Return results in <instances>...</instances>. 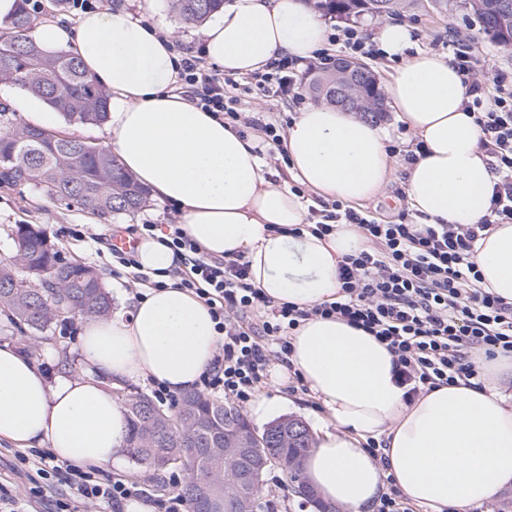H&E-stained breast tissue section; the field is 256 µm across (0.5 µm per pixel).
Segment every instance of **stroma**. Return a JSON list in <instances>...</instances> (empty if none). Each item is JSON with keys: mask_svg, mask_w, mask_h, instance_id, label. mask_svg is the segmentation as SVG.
<instances>
[{"mask_svg": "<svg viewBox=\"0 0 512 512\" xmlns=\"http://www.w3.org/2000/svg\"><path fill=\"white\" fill-rule=\"evenodd\" d=\"M113 4L124 6L140 16L149 26L169 34L183 48L198 51L202 49L201 30L185 24L171 10L167 0H112ZM400 22L412 31L417 46H426L435 52L448 51V41L452 35L461 38H474L480 53L495 56L502 69L512 71V52L503 49L482 32L471 14L457 12L453 15L440 14L430 7L423 6L402 13ZM312 75L299 76L297 85L303 96L302 101L284 96L275 100L262 97L257 90L238 89V108L240 111L264 115L266 121L276 125L288 126L302 105L314 103L315 98L309 90ZM181 215L170 203L152 201L149 207L131 214L115 216L107 222L91 214L80 206H63L49 199L35 187L18 185L5 187L0 185V258L13 255L15 251L13 234L16 225L35 224L41 227L51 243L69 261L78 260L96 268L103 277L106 292L112 299L113 309L130 306L134 300L124 279L112 274V255L99 242L90 238L75 237L74 225L93 229L100 233L109 223L123 226L153 223L167 224L180 222ZM82 317L65 316L53 319L46 330L37 335L20 332L0 316V347L8 346L36 360L40 369L48 376L64 371H75L81 366L79 330ZM267 397L276 399L280 404L278 418H297L308 428H315L324 414L321 404L315 403L311 396L291 392L287 383H268L262 389Z\"/></svg>", "mask_w": 512, "mask_h": 512, "instance_id": "obj_1", "label": "stroma"}]
</instances>
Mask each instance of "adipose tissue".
<instances>
[{"label":"adipose tissue","instance_id":"1","mask_svg":"<svg viewBox=\"0 0 512 512\" xmlns=\"http://www.w3.org/2000/svg\"><path fill=\"white\" fill-rule=\"evenodd\" d=\"M209 62L242 76L288 55L313 58L325 26L306 0H233L204 30ZM48 51L70 47L112 97L108 142L123 168L176 205L187 234L216 257L243 256L255 287L278 303L335 300L342 257L365 238L344 224L319 238L306 229L308 204L265 175L256 142L175 93L168 38L125 7L82 15L74 25L39 26ZM382 51L400 63L385 92L425 149L406 167L411 209L432 224H476L492 193L481 131L464 108L466 86L450 57L415 48L410 29L384 25ZM383 126L328 104L305 107L284 147L291 177L326 200L361 204L393 179ZM485 286L512 302V224L475 244ZM219 336L207 306L176 285L145 291L131 310L87 321L79 336L84 371L48 380L36 362L0 348V440L45 448L58 460L122 467L121 382L151 379L177 395L210 368ZM290 360L326 410L305 462L309 484L330 503L365 512L386 477L408 501L466 512L512 487V357L482 361V388L441 386L407 401L393 356L363 330L337 319L305 321ZM384 437L387 467L368 454Z\"/></svg>","mask_w":512,"mask_h":512}]
</instances>
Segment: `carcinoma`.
<instances>
[{"label":"carcinoma","instance_id":"1","mask_svg":"<svg viewBox=\"0 0 512 512\" xmlns=\"http://www.w3.org/2000/svg\"><path fill=\"white\" fill-rule=\"evenodd\" d=\"M512 0H430L440 13L465 10L478 21L481 30L506 50L512 49V13L506 26L498 23L500 5ZM316 11L327 15L359 19L399 14L406 0H306ZM170 6L186 24L200 26L224 8V0H169ZM0 37V80L17 86L24 94L38 99L69 121L103 124L110 111L108 91L83 69L74 53L45 51L32 38V18L24 6L5 26ZM315 94L330 104L336 103V75L316 80ZM354 103L359 112H384L380 95L364 89ZM39 128L30 124L0 125V183L15 186L33 172L35 187L50 199L72 202L100 216L133 214L150 203V194L137 179L125 172L108 147L79 139L61 142L37 140ZM16 253L0 260V312L20 331H43L52 321V311L63 300L79 302V314L105 318L110 300L100 275L90 266L69 264L47 245L42 230L28 225L15 238ZM34 272L35 287L17 288L19 269ZM129 417L128 453L139 465L151 470L157 479L172 468L188 473L209 470L221 463L219 442L223 434L250 427L239 411L232 418L224 414V402L198 393L184 395L174 416L158 407L146 394L130 393L124 399ZM276 459L251 472V512H260L266 472L306 457L312 448L308 427L296 435L283 434L275 441ZM211 492L224 512H239L235 498L224 495V479H214ZM189 512L200 510L198 488L189 480L178 488Z\"/></svg>","mask_w":512,"mask_h":512}]
</instances>
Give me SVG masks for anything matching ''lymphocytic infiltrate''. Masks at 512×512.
<instances>
[{"label":"lymphocytic infiltrate","mask_w":512,"mask_h":512,"mask_svg":"<svg viewBox=\"0 0 512 512\" xmlns=\"http://www.w3.org/2000/svg\"><path fill=\"white\" fill-rule=\"evenodd\" d=\"M454 63L465 79V108L480 127V147L494 177L490 205L477 224H428L399 217L378 223L340 201L324 203L313 233L326 236L337 225L353 224L368 247L339 263L336 301L309 307L277 303L256 288L243 258L205 254L182 225H137L139 236L163 232L165 244L184 257L175 271L178 286L209 308L219 347L200 385L226 401L245 406L268 381L272 365L290 366L292 337L312 317L336 318L385 344L393 356L396 382L408 399L458 382H480L481 357L512 356V303L483 287L474 259L475 243L497 224H512V78L494 71L474 47L456 51ZM312 61L285 57L276 72L246 75L265 96L290 94L298 73ZM485 80H476L477 71ZM180 88L192 103L224 119L240 134L256 131L268 160L287 162L282 128L234 107L235 78L205 66L184 52L177 65ZM21 487L0 483V512H84L98 502L120 512L143 495L136 483L101 479L96 469L59 461L32 449L17 456ZM64 497H54V490Z\"/></svg>","instance_id":"f902f5d3"}]
</instances>
